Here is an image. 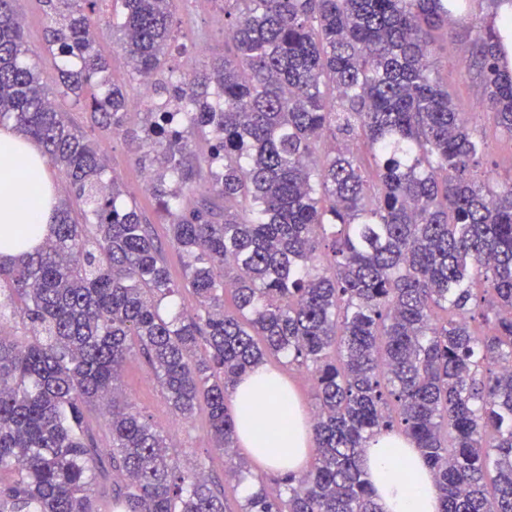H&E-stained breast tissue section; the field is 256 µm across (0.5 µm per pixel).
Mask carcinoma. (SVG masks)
Returning a JSON list of instances; mask_svg holds the SVG:
<instances>
[{
  "label": "carcinoma",
  "mask_w": 512,
  "mask_h": 512,
  "mask_svg": "<svg viewBox=\"0 0 512 512\" xmlns=\"http://www.w3.org/2000/svg\"><path fill=\"white\" fill-rule=\"evenodd\" d=\"M16 2L0 0V123L41 147L71 195L41 243L0 263V323L18 317L27 335H0V512H98L111 472L125 512H227L124 400L134 355L178 416L205 411L239 483L249 465L226 405L238 381L273 357L311 383L314 462L277 476L274 494L252 487L237 512H382L366 450L393 432L420 448L440 512H512V182L479 170L488 145L430 62L469 0H224L230 49L190 72L167 66L178 0H116L132 76L153 78L138 130L124 86L103 77L96 0H42L47 49L63 57L51 86ZM473 32L483 105L512 136L503 36L477 19ZM86 96L100 136L152 140L139 162L183 284L100 144L67 118ZM183 289L192 313L173 310Z\"/></svg>",
  "instance_id": "carcinoma-1"
}]
</instances>
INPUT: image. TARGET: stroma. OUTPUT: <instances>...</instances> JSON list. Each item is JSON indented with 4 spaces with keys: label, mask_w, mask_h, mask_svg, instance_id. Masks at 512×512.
Listing matches in <instances>:
<instances>
[{
    "label": "stroma",
    "mask_w": 512,
    "mask_h": 512,
    "mask_svg": "<svg viewBox=\"0 0 512 512\" xmlns=\"http://www.w3.org/2000/svg\"><path fill=\"white\" fill-rule=\"evenodd\" d=\"M17 11L24 22V33L29 47L42 51L40 70L47 82L56 77V55L43 49L45 31L49 21L41 0H17ZM178 36L168 55L170 66L182 70L222 58L224 55V15L212 0H182L176 15ZM207 30L206 41L190 39V32ZM473 34L468 24H458L451 37L438 40L434 68L441 82L448 87L459 111L468 113L478 130L484 131L490 143V155L484 160L492 177L500 182L512 180V137L496 130L482 106L483 88L474 73L470 72L465 52L471 46ZM108 174L119 182L126 198L137 202L144 218L150 224L153 236L161 248V258L174 282L185 276V257L169 242L168 227L159 215V205L146 189L143 169L136 162L128 141L122 136L106 140ZM121 389L128 400L150 416L160 428L172 432L173 451L183 466L200 467L215 490L225 495L229 512H235L243 493L242 488L226 484L224 455L214 448L210 439L204 413H197L191 420L177 417L169 406L163 391L140 357L128 360L121 375Z\"/></svg>",
    "instance_id": "1"
}]
</instances>
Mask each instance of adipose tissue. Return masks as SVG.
<instances>
[{"label":"adipose tissue","instance_id":"adipose-tissue-1","mask_svg":"<svg viewBox=\"0 0 512 512\" xmlns=\"http://www.w3.org/2000/svg\"><path fill=\"white\" fill-rule=\"evenodd\" d=\"M55 195L46 159L24 135L0 128V261L47 234ZM238 441L274 471L300 472L311 461L313 432L288 382L268 367L248 372L231 395ZM382 512H440L432 472L410 439L385 434L366 453Z\"/></svg>","mask_w":512,"mask_h":512}]
</instances>
